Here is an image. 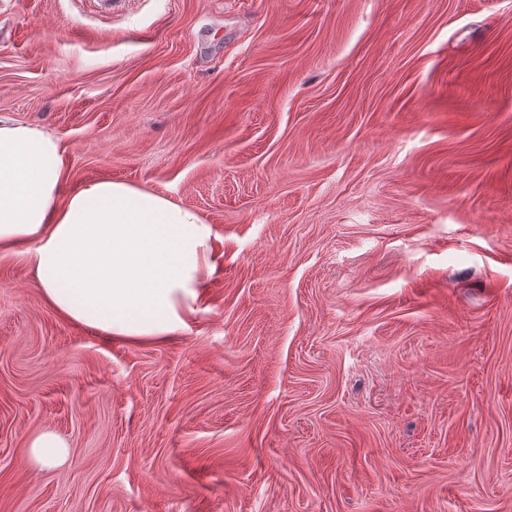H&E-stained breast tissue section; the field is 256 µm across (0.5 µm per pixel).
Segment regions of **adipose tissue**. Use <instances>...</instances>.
<instances>
[{"instance_id": "obj_1", "label": "adipose tissue", "mask_w": 512, "mask_h": 512, "mask_svg": "<svg viewBox=\"0 0 512 512\" xmlns=\"http://www.w3.org/2000/svg\"><path fill=\"white\" fill-rule=\"evenodd\" d=\"M53 134L0 118V245L24 247L46 300L103 336H170L220 264L192 207L103 180L63 195Z\"/></svg>"}]
</instances>
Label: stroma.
Segmentation results:
<instances>
[{
    "instance_id": "obj_1",
    "label": "stroma",
    "mask_w": 512,
    "mask_h": 512,
    "mask_svg": "<svg viewBox=\"0 0 512 512\" xmlns=\"http://www.w3.org/2000/svg\"><path fill=\"white\" fill-rule=\"evenodd\" d=\"M0 116L222 258L107 338L0 247V512H512V0H0ZM29 458L44 467L64 464L70 455L69 446L52 430H42L28 442Z\"/></svg>"
}]
</instances>
